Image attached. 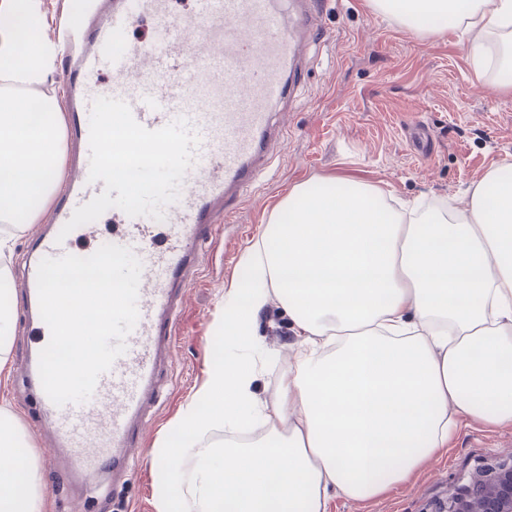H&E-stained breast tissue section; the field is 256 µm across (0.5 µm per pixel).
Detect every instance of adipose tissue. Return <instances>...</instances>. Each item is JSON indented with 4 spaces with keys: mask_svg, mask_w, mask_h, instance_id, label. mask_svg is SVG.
I'll use <instances>...</instances> for the list:
<instances>
[{
    "mask_svg": "<svg viewBox=\"0 0 512 512\" xmlns=\"http://www.w3.org/2000/svg\"><path fill=\"white\" fill-rule=\"evenodd\" d=\"M434 32L493 38L512 73V0H371ZM41 0H0V223L25 231L63 182L65 123L53 82L59 43ZM360 181L296 185L245 250L224 294V360L150 459L156 512H327L410 481L469 425H512V178L493 169L465 211L395 209ZM9 237H0V375L15 319ZM278 299L293 358L274 401L256 383L259 315ZM222 429L223 447L204 438ZM0 408V512H45L35 450Z\"/></svg>",
    "mask_w": 512,
    "mask_h": 512,
    "instance_id": "1",
    "label": "adipose tissue"
}]
</instances>
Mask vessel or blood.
Here are the masks:
<instances>
[{
  "label": "vessel or blood",
  "instance_id": "vessel-or-blood-1",
  "mask_svg": "<svg viewBox=\"0 0 512 512\" xmlns=\"http://www.w3.org/2000/svg\"><path fill=\"white\" fill-rule=\"evenodd\" d=\"M179 2L75 0L69 17L75 52L64 62V76L71 135L81 152L89 150L91 105L101 96L125 101L135 120L150 130L185 118L200 138L177 200L164 208V220L111 208L62 234L74 210L104 188L103 182H89L84 161L28 246L23 274L27 325L40 348L50 340L37 293L42 259L87 257L115 244L130 248L142 263L139 318L126 338L125 353L99 377L87 401L58 406L48 396L40 398L67 474L90 482L109 458L128 447L130 423L149 396L159 348L172 340L186 273L202 241L252 188L276 135L272 107L286 97V77L316 33L312 0H295L287 21L273 0H191L186 15L177 13ZM144 25L149 36L134 37Z\"/></svg>",
  "mask_w": 512,
  "mask_h": 512
}]
</instances>
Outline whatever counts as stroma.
<instances>
[{
  "label": "stroma",
  "instance_id": "1",
  "mask_svg": "<svg viewBox=\"0 0 512 512\" xmlns=\"http://www.w3.org/2000/svg\"><path fill=\"white\" fill-rule=\"evenodd\" d=\"M320 33L304 48L290 99L275 107L285 125L270 165L238 203L218 237L202 244L201 270L191 272L178 308L174 349L163 361L154 392L136 426L120 469H105L96 486L60 479L51 460V434L40 426L34 387L19 373L29 345L15 331L8 382H0L23 432L34 442L47 512H155L157 487L150 448L204 380L206 363L223 360L215 332L224 291L243 277L241 262L270 213L297 184L356 179L384 187L393 198L423 208L445 203L467 208L471 188L490 169L512 167V88L491 90L495 63L477 69L468 35L450 29L412 30L375 13L368 0H317ZM429 127L427 154L414 150V126ZM265 348L278 351L257 384L271 399L288 364L291 321L278 301L260 320ZM512 463V427L461 428L443 457L426 463L414 479L366 502L331 498L327 512H446L481 470Z\"/></svg>",
  "mask_w": 512,
  "mask_h": 512
}]
</instances>
